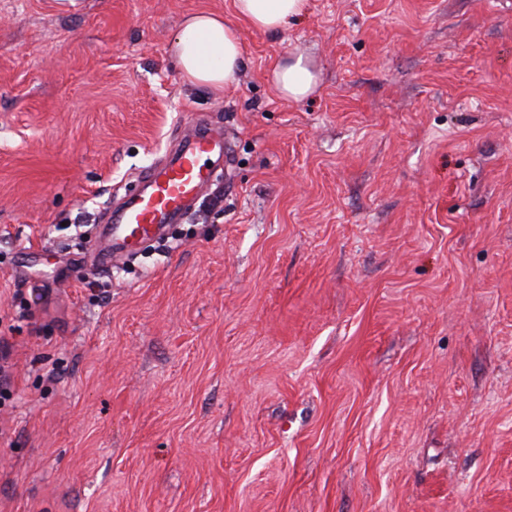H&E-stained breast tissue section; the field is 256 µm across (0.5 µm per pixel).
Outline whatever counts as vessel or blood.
Listing matches in <instances>:
<instances>
[{
  "instance_id": "obj_1",
  "label": "vessel or blood",
  "mask_w": 512,
  "mask_h": 512,
  "mask_svg": "<svg viewBox=\"0 0 512 512\" xmlns=\"http://www.w3.org/2000/svg\"><path fill=\"white\" fill-rule=\"evenodd\" d=\"M224 160V136L197 119L181 127L162 164L150 168L142 189L103 219L85 264L107 271L129 254L160 239L168 225L190 212Z\"/></svg>"
}]
</instances>
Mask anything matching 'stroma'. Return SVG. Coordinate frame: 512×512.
I'll return each instance as SVG.
<instances>
[{
    "instance_id": "obj_1",
    "label": "stroma",
    "mask_w": 512,
    "mask_h": 512,
    "mask_svg": "<svg viewBox=\"0 0 512 512\" xmlns=\"http://www.w3.org/2000/svg\"><path fill=\"white\" fill-rule=\"evenodd\" d=\"M199 10L0 0V512H512V0H309L220 95ZM193 114L223 175L72 273ZM272 81L287 101H299L308 96L317 84V75L308 61L301 55L291 62L277 65L272 71Z\"/></svg>"
}]
</instances>
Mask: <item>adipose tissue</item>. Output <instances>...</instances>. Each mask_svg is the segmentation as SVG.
<instances>
[{"label": "adipose tissue", "instance_id": "ef3b65f1", "mask_svg": "<svg viewBox=\"0 0 512 512\" xmlns=\"http://www.w3.org/2000/svg\"><path fill=\"white\" fill-rule=\"evenodd\" d=\"M307 7L308 0H234V13L228 17L211 11L189 14L175 34L171 55L185 80L223 91L236 83L243 62L239 23L277 33L286 30ZM272 81L284 100L298 101L314 90L317 75L299 56L277 65Z\"/></svg>", "mask_w": 512, "mask_h": 512}]
</instances>
